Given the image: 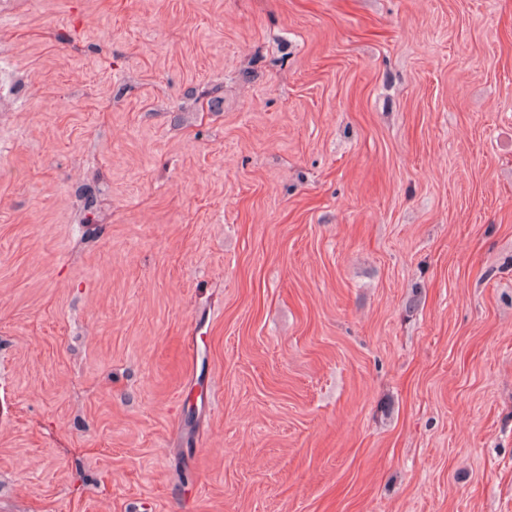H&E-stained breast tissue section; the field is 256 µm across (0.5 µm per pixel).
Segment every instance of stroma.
I'll use <instances>...</instances> for the list:
<instances>
[{
    "instance_id": "35a3bbf8",
    "label": "stroma",
    "mask_w": 512,
    "mask_h": 512,
    "mask_svg": "<svg viewBox=\"0 0 512 512\" xmlns=\"http://www.w3.org/2000/svg\"><path fill=\"white\" fill-rule=\"evenodd\" d=\"M0 512H512V0H0Z\"/></svg>"
}]
</instances>
